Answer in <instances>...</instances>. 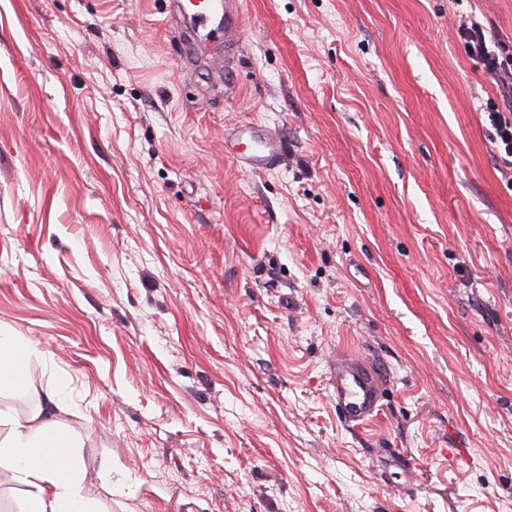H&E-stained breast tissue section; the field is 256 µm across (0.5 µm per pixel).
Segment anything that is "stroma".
Instances as JSON below:
<instances>
[{"label": "stroma", "mask_w": 512, "mask_h": 512, "mask_svg": "<svg viewBox=\"0 0 512 512\" xmlns=\"http://www.w3.org/2000/svg\"><path fill=\"white\" fill-rule=\"evenodd\" d=\"M243 11L218 78L164 0H0V326L37 351L0 408L64 391L103 512H512V75L456 34L512 53V0ZM246 123L278 166L225 155ZM457 31L461 37L468 39L471 52L487 61V66L490 71H496L505 65L508 67L512 66V59L510 58L499 61V58H490L487 56L485 52L486 35L483 29L476 23L472 22L470 26L467 24H460ZM491 127L494 129L492 136L493 143L506 162L512 163L507 157L512 158V113L509 112H488ZM332 399L342 418L359 423L379 411L384 393L382 375L359 360H340L331 373Z\"/></svg>", "instance_id": "obj_1"}]
</instances>
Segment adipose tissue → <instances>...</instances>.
<instances>
[{
  "label": "adipose tissue",
  "mask_w": 512,
  "mask_h": 512,
  "mask_svg": "<svg viewBox=\"0 0 512 512\" xmlns=\"http://www.w3.org/2000/svg\"><path fill=\"white\" fill-rule=\"evenodd\" d=\"M28 341L0 328V393L28 386ZM69 437L41 414L20 418L0 409V472L25 489L22 512H102L84 491L85 466Z\"/></svg>",
  "instance_id": "obj_1"
}]
</instances>
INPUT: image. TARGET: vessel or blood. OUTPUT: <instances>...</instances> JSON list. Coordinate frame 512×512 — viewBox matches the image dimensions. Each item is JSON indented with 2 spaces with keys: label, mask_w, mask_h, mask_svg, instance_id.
<instances>
[{
  "label": "vessel or blood",
  "mask_w": 512,
  "mask_h": 512,
  "mask_svg": "<svg viewBox=\"0 0 512 512\" xmlns=\"http://www.w3.org/2000/svg\"><path fill=\"white\" fill-rule=\"evenodd\" d=\"M173 14L188 15L192 29L172 25L170 36L181 47L185 67L205 63L214 72L228 67L242 39V0H171ZM225 153L241 170L252 173L271 168L282 152L278 136L270 129L253 127L225 141ZM332 399L342 418L359 423L379 411L384 393L382 375L359 360L337 361L331 373Z\"/></svg>",
  "instance_id": "1"
}]
</instances>
